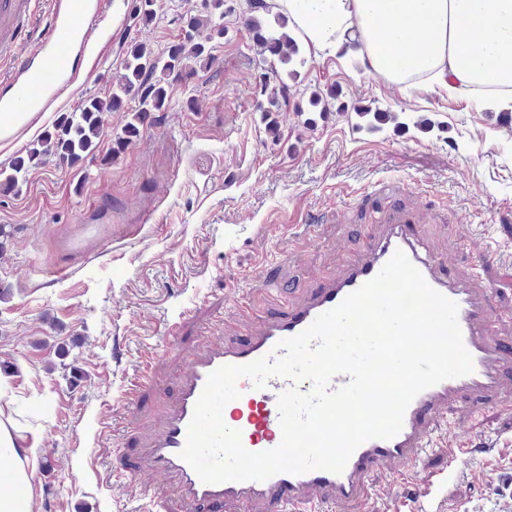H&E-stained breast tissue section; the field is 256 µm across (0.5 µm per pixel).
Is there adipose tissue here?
<instances>
[{"mask_svg": "<svg viewBox=\"0 0 512 512\" xmlns=\"http://www.w3.org/2000/svg\"><path fill=\"white\" fill-rule=\"evenodd\" d=\"M314 51L354 52L371 73L512 102V0H277ZM405 62L407 73L395 71Z\"/></svg>", "mask_w": 512, "mask_h": 512, "instance_id": "adipose-tissue-1", "label": "adipose tissue"}]
</instances>
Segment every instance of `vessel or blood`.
Returning <instances> with one entry per match:
<instances>
[{"instance_id": "vessel-or-blood-1", "label": "vessel or blood", "mask_w": 512, "mask_h": 512, "mask_svg": "<svg viewBox=\"0 0 512 512\" xmlns=\"http://www.w3.org/2000/svg\"><path fill=\"white\" fill-rule=\"evenodd\" d=\"M100 0H0V134L13 138L26 113L46 111L70 91L74 73L71 61L85 54L98 33L104 32ZM33 40L37 53L22 55V40ZM384 223L370 225L362 255L333 278L315 279L306 298L284 299L279 312L241 301L236 315L244 325L240 336L213 343L201 333V354L184 369L175 386V408L167 413L160 430L138 444L133 455L120 457L129 478L144 472L175 476L190 505L222 506L228 501L251 503L254 512H296L318 502L325 512L362 498L370 480L381 471L408 468L438 445L435 428L449 407L503 389L512 381V349L496 335L497 315L490 288L468 271L449 270L446 263L425 255L401 206L402 189L383 183L371 189ZM112 239L107 225L81 224L62 243L56 264L72 263ZM403 251L427 283L458 306L463 344L473 359L471 374L443 381L419 393L408 406L401 431L390 439H372L360 445L339 474L311 470L303 474L279 473L264 481L203 483L180 453L195 403L210 372L223 365H242L272 355L276 344L305 330L315 318L337 306L346 296L374 278L396 251ZM290 380L273 378L262 389L250 379L238 382L239 398L223 410L225 423L241 433L246 449L259 452L281 440L277 410L279 393Z\"/></svg>"}]
</instances>
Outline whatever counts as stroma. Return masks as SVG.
Segmentation results:
<instances>
[{"instance_id":"obj_1","label":"stroma","mask_w":512,"mask_h":512,"mask_svg":"<svg viewBox=\"0 0 512 512\" xmlns=\"http://www.w3.org/2000/svg\"><path fill=\"white\" fill-rule=\"evenodd\" d=\"M141 2L101 0L116 31L95 40L74 93L0 141L8 172L61 115L117 87L132 43L165 52L189 11L223 27L207 56L162 73L164 110L140 111L139 94L124 95L96 149L75 163L27 164L0 190V420L36 458L23 512H182L174 482L114 470L133 428L174 403L147 393L125 405L126 375L145 365L171 383L197 350L199 323L235 335L237 297L272 302L258 276L265 261L298 300L314 276L341 273L360 254V194L376 182L400 184L431 251L494 289L498 332L512 339V108L390 83L358 56L314 53L294 27L298 54L263 64L250 20L279 32L276 0L257 12L248 0H224L219 12L210 0H153L148 22ZM316 91L335 93L333 111H312ZM76 224H112L119 238L57 267ZM447 420L443 448L380 472L377 495L336 512H512V401L463 404ZM451 466L460 474L445 498L411 495Z\"/></svg>"}]
</instances>
